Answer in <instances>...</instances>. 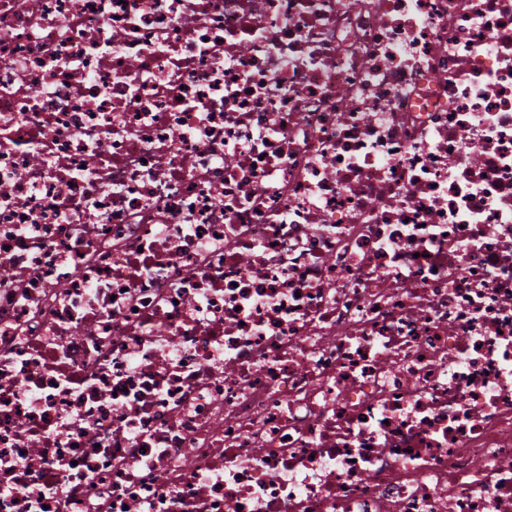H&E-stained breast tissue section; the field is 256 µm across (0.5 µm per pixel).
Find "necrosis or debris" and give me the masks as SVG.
<instances>
[{"mask_svg":"<svg viewBox=\"0 0 512 512\" xmlns=\"http://www.w3.org/2000/svg\"><path fill=\"white\" fill-rule=\"evenodd\" d=\"M0 512H512V0H0Z\"/></svg>","mask_w":512,"mask_h":512,"instance_id":"4bbe7bcc","label":"necrosis or debris"}]
</instances>
